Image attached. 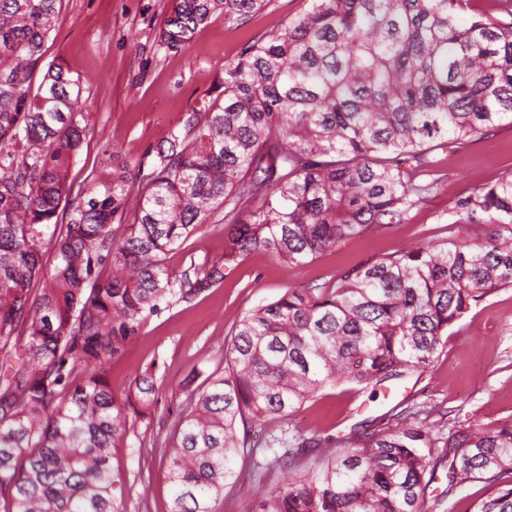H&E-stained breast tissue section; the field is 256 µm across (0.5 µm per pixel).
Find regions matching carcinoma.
Instances as JSON below:
<instances>
[{"instance_id": "1", "label": "carcinoma", "mask_w": 512, "mask_h": 512, "mask_svg": "<svg viewBox=\"0 0 512 512\" xmlns=\"http://www.w3.org/2000/svg\"><path fill=\"white\" fill-rule=\"evenodd\" d=\"M267 2L174 0L159 42L185 52L213 16L242 26ZM308 2L225 66L140 191L136 163L106 151L74 194L85 80L44 63L61 0H0V512H121L112 448L158 388L147 372L118 397L104 371L148 318L254 251L295 267L404 223L438 189L432 151L512 126V0ZM448 215L486 232L288 288L237 321L224 367L187 393L166 446L171 512H213L238 457L259 512H448L472 482L490 494L470 512H512V415L434 432L406 406L336 448L291 422L328 386L426 368L472 306L512 288V172ZM215 222L224 262L171 273L165 255ZM275 419L266 447H248ZM440 470L447 485L430 495ZM275 474L287 482L264 492Z\"/></svg>"}]
</instances>
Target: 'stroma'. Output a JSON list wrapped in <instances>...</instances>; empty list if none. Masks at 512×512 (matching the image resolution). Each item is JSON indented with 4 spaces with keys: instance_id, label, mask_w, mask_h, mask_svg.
Segmentation results:
<instances>
[{
    "instance_id": "35a3bbf8",
    "label": "stroma",
    "mask_w": 512,
    "mask_h": 512,
    "mask_svg": "<svg viewBox=\"0 0 512 512\" xmlns=\"http://www.w3.org/2000/svg\"><path fill=\"white\" fill-rule=\"evenodd\" d=\"M171 0H62L47 58H61L72 72L88 76L80 107L87 113L70 182L82 185L98 170L103 152L151 168L156 149L180 132L184 112L209 100L225 65L243 46L270 37L284 20L303 9V0H270L243 26L214 16L186 52L159 45L157 36ZM437 192L417 203L406 223L378 228L340 244L312 262L284 268L256 251L240 262L220 286L191 302H179L151 316L129 339L105 377L114 393L134 387L144 372L160 385L151 414L136 419L114 448L115 479L131 485L125 512H169L164 440L172 416L184 402V387L198 373H209L224 357V338L248 310L297 290L330 284L352 268L397 250L443 244L467 233L451 223L452 203L512 170V127L487 140L435 150ZM224 258V228L188 237L167 255L171 272L190 264ZM415 406L438 420L439 409L485 423L512 415V288L489 295L452 329L448 346L427 368L391 380L376 390L342 383L325 389L293 421L305 436H350L358 423L388 421L400 404ZM237 483L213 501L215 512H248L253 480L248 464L237 463Z\"/></svg>"
}]
</instances>
